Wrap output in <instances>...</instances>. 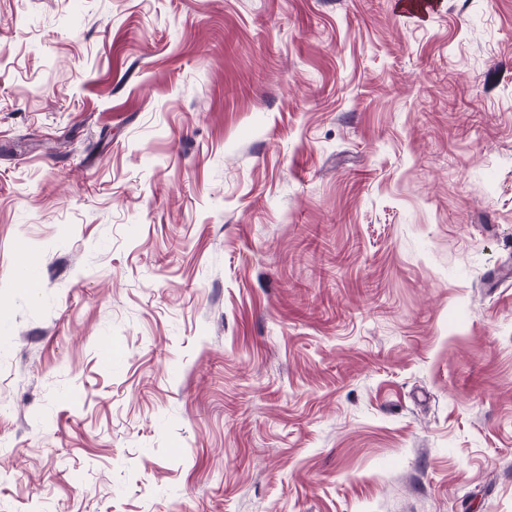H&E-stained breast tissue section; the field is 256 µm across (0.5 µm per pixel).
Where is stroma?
<instances>
[{"label":"stroma","instance_id":"1","mask_svg":"<svg viewBox=\"0 0 512 512\" xmlns=\"http://www.w3.org/2000/svg\"><path fill=\"white\" fill-rule=\"evenodd\" d=\"M1 405L0 512H512V0H0Z\"/></svg>","mask_w":512,"mask_h":512}]
</instances>
